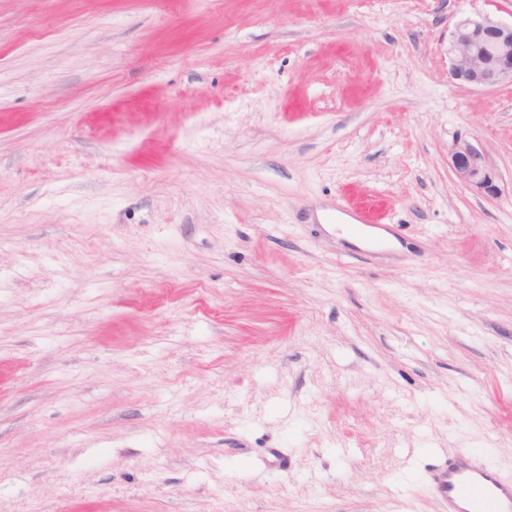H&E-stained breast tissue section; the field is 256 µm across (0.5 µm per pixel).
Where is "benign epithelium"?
Instances as JSON below:
<instances>
[{"label":"benign epithelium","instance_id":"7a95c632","mask_svg":"<svg viewBox=\"0 0 512 512\" xmlns=\"http://www.w3.org/2000/svg\"><path fill=\"white\" fill-rule=\"evenodd\" d=\"M447 53L451 75L469 86L492 89L512 82V23L490 15L463 16L449 32ZM449 163L457 180L475 193L500 195L497 175L479 146L457 139Z\"/></svg>","mask_w":512,"mask_h":512}]
</instances>
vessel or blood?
I'll list each match as a JSON object with an SVG mask.
<instances>
[{"mask_svg": "<svg viewBox=\"0 0 512 512\" xmlns=\"http://www.w3.org/2000/svg\"><path fill=\"white\" fill-rule=\"evenodd\" d=\"M429 481L448 512H512V481L461 450L435 466Z\"/></svg>", "mask_w": 512, "mask_h": 512, "instance_id": "obj_1", "label": "vessel or blood"}]
</instances>
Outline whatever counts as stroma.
<instances>
[{
    "label": "stroma",
    "instance_id": "35a3bbf8",
    "mask_svg": "<svg viewBox=\"0 0 512 512\" xmlns=\"http://www.w3.org/2000/svg\"><path fill=\"white\" fill-rule=\"evenodd\" d=\"M462 14L512 0H0V512L512 479V85L451 76ZM448 153L450 167L458 181L477 194L491 198L500 195L497 175L488 165L485 154L478 145L459 138Z\"/></svg>",
    "mask_w": 512,
    "mask_h": 512
}]
</instances>
